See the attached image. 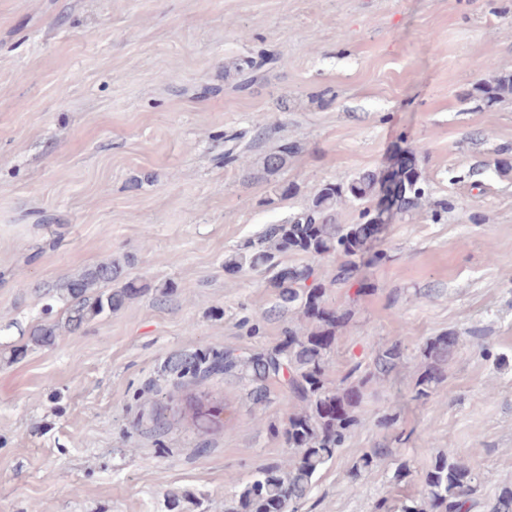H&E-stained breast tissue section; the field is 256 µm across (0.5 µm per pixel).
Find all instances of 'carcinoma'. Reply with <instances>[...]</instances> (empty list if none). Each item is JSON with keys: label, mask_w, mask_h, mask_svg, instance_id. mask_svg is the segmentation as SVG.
Masks as SVG:
<instances>
[{"label": "carcinoma", "mask_w": 512, "mask_h": 512, "mask_svg": "<svg viewBox=\"0 0 512 512\" xmlns=\"http://www.w3.org/2000/svg\"><path fill=\"white\" fill-rule=\"evenodd\" d=\"M275 62L269 56L245 58L235 64L236 89L244 90L259 78L261 69ZM512 95V73H493L479 79L466 93V99L487 106ZM295 145L282 146L263 158V168L276 174L288 163ZM400 196L396 213L412 212L421 204L428 189L422 179L420 158L410 150L397 174ZM382 179L375 171L354 175L344 181H328L317 187L308 206L282 224L269 225L258 237L239 245L224 258V270L236 273L244 269L264 276L265 287L276 297L275 308H296L298 322L284 331L276 346L261 351L222 352L196 350L170 356L164 372L181 381L211 374L238 375L250 385L249 399L255 406L269 400L268 383L280 381L294 410L287 420L270 425L273 437L290 449L282 462L259 467L241 483L224 503V512H298L310 494L317 474L333 460L336 452L358 425L357 409L367 388L382 384L405 360V349L395 339L378 348L372 369L361 371L353 365L336 381L328 378L330 353L336 342V329L350 318V311L327 306L325 296L332 287L350 288L357 283L361 263L380 264L388 259L372 238L376 215L370 202L380 192ZM360 206L354 224L336 223V211L342 206ZM285 253L301 255L308 262L282 265ZM330 258L332 276L320 280L313 262ZM123 266L107 260L67 279L63 288L70 303L67 327L76 331L104 314L119 310L139 296L144 287L128 281L122 287L103 292L100 286L119 280ZM59 325L47 320L35 325L31 341L51 346ZM460 343L452 332L435 336L420 349L423 367L414 389L415 397L426 398L444 381V366ZM192 422L200 429L221 423L227 406L212 402L207 395L188 399ZM393 457L391 448H371L351 466L348 477L357 482L380 462ZM481 474L451 453L439 452L424 473L421 495L406 500L400 512H512V483L498 486L494 495L477 497Z\"/></svg>", "instance_id": "cac0c4a2"}]
</instances>
